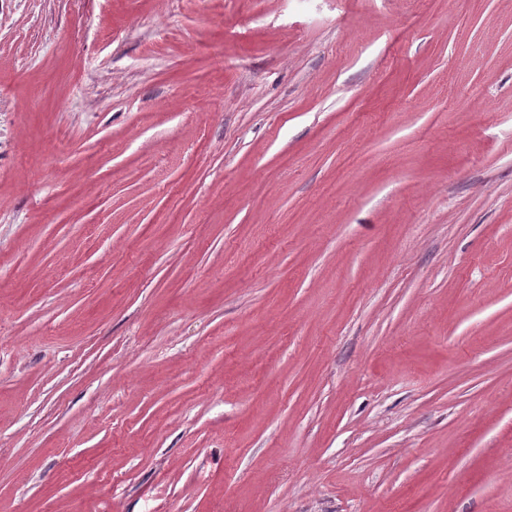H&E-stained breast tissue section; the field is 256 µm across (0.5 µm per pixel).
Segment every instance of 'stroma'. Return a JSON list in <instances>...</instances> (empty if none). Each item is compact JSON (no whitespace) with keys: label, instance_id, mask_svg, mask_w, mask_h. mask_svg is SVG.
Returning <instances> with one entry per match:
<instances>
[{"label":"stroma","instance_id":"1","mask_svg":"<svg viewBox=\"0 0 512 512\" xmlns=\"http://www.w3.org/2000/svg\"><path fill=\"white\" fill-rule=\"evenodd\" d=\"M0 512H512V0H0Z\"/></svg>","mask_w":512,"mask_h":512}]
</instances>
